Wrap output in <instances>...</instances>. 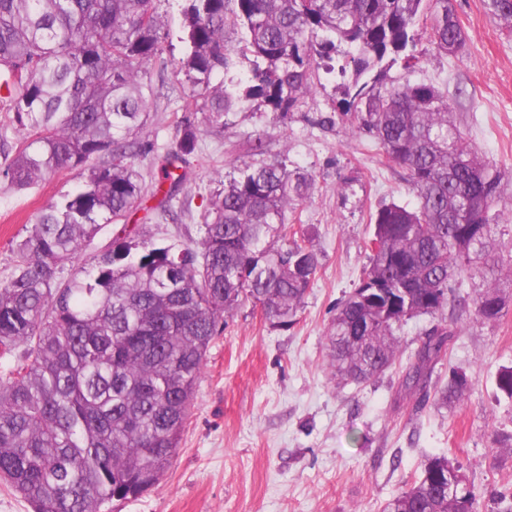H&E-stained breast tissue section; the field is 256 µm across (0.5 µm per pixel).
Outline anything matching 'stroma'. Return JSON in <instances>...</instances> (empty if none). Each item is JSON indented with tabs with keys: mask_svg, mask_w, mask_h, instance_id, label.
Instances as JSON below:
<instances>
[{
	"mask_svg": "<svg viewBox=\"0 0 512 512\" xmlns=\"http://www.w3.org/2000/svg\"><path fill=\"white\" fill-rule=\"evenodd\" d=\"M453 4L467 34L464 50L439 52L421 30L424 55L413 77L447 96L468 142L505 174L495 210L510 239L512 38L484 0ZM182 7V0H156L167 60L185 54ZM152 85L142 134L152 150L140 164L149 187L160 178L159 158L179 149L181 120L202 104L174 74ZM347 110V98L324 79L285 117L260 101L243 102L183 164L171 202L178 221L162 219L152 197L138 211L151 238L199 240L205 205L226 173L282 159L314 178L310 198L289 210L288 221L309 239L321 267L294 325H272L248 302L224 318L171 467L151 491L112 501L106 512H384L435 456L458 462L482 502L512 486V400L498 396L495 385L499 369L512 365V309L495 322L481 319L474 305L464 309L450 362L435 368L439 383L453 368L471 380L449 407L401 392L400 366L356 384L336 378L328 364L336 306L368 264L371 215L385 203H415L407 169L380 156L368 136L350 133ZM257 137L265 141L261 156L247 148ZM77 184L65 170L27 191L0 190V280L11 272L12 248L26 225Z\"/></svg>",
	"mask_w": 512,
	"mask_h": 512,
	"instance_id": "obj_1",
	"label": "stroma"
}]
</instances>
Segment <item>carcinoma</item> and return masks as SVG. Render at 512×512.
I'll return each mask as SVG.
<instances>
[{
	"mask_svg": "<svg viewBox=\"0 0 512 512\" xmlns=\"http://www.w3.org/2000/svg\"><path fill=\"white\" fill-rule=\"evenodd\" d=\"M486 2L512 37V0ZM182 13L188 52L174 73L204 104L201 121H182L180 153L161 160L171 190L205 128H224L243 101L293 111L319 70L351 98L352 127L409 171L417 203L373 215L370 264L337 305L327 347L335 375L369 381L399 361L404 323L440 316L400 382L426 400L458 332L443 317L452 288L479 272L476 311L496 321L507 302L497 281L512 275V242L501 240L493 212L504 174L467 143L438 87L407 77L419 63L421 18L437 50L465 47L453 0H184ZM229 24L250 68L213 90L212 77L229 67ZM163 40L154 0H0V83L9 90L0 104L25 131L7 187L64 169L80 180L37 213L0 281V359L14 361L0 374V484L33 512H103L156 486L219 322L249 301L290 325L320 267L287 217L313 179L278 159L224 176L198 242H158L128 227L145 191L140 133ZM397 65L406 76L387 80ZM118 223L120 236L73 267L101 225ZM470 388L454 370L439 399L456 403ZM460 471L445 456L429 459L386 512H480L474 487L455 484Z\"/></svg>",
	"mask_w": 512,
	"mask_h": 512,
	"instance_id": "obj_1",
	"label": "carcinoma"
}]
</instances>
